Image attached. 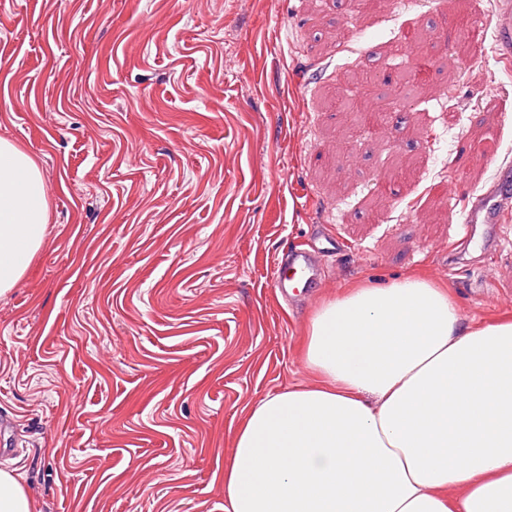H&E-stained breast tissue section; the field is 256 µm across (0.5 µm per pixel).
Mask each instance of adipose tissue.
Masks as SVG:
<instances>
[{"instance_id": "adipose-tissue-1", "label": "adipose tissue", "mask_w": 512, "mask_h": 512, "mask_svg": "<svg viewBox=\"0 0 512 512\" xmlns=\"http://www.w3.org/2000/svg\"><path fill=\"white\" fill-rule=\"evenodd\" d=\"M42 173L0 138V297L41 249ZM315 384L255 404L225 512H512V315L466 321L414 270L348 283L313 315Z\"/></svg>"}]
</instances>
